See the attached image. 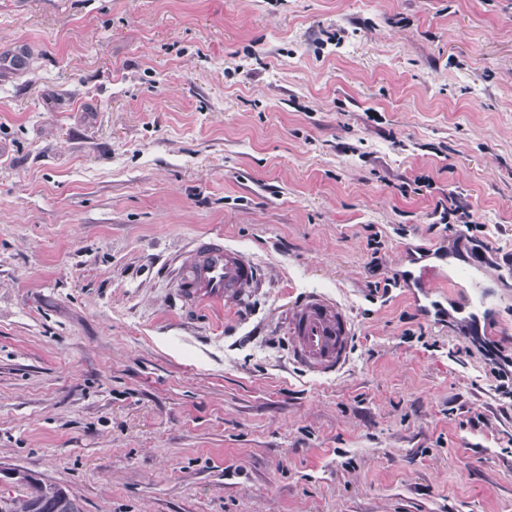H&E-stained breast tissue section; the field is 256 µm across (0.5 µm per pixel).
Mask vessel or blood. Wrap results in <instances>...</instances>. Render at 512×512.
I'll list each match as a JSON object with an SVG mask.
<instances>
[{
  "label": "vessel or blood",
  "instance_id": "b4317fda",
  "mask_svg": "<svg viewBox=\"0 0 512 512\" xmlns=\"http://www.w3.org/2000/svg\"><path fill=\"white\" fill-rule=\"evenodd\" d=\"M259 278L256 265L217 237L196 239L177 273L180 297L195 307L221 308L244 303ZM407 287L425 317L443 314L445 309L479 322L486 307L482 293L457 298L451 290L456 283L437 267L424 265L406 274ZM356 323L349 310L323 293L310 292L296 301L288 312L289 352L292 361L309 375H333L348 364Z\"/></svg>",
  "mask_w": 512,
  "mask_h": 512
}]
</instances>
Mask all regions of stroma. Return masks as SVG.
Listing matches in <instances>:
<instances>
[{
	"mask_svg": "<svg viewBox=\"0 0 512 512\" xmlns=\"http://www.w3.org/2000/svg\"><path fill=\"white\" fill-rule=\"evenodd\" d=\"M0 144V463L82 512H512V0H0ZM202 236L242 307L181 300ZM426 250L481 253L489 335L423 317ZM259 278L256 265L217 237L198 238L177 273L180 297L195 307L224 308L245 302ZM356 323L338 300L310 292L288 312L289 352L292 361L309 375H333L348 364Z\"/></svg>",
	"mask_w": 512,
	"mask_h": 512,
	"instance_id": "stroma-1",
	"label": "stroma"
}]
</instances>
